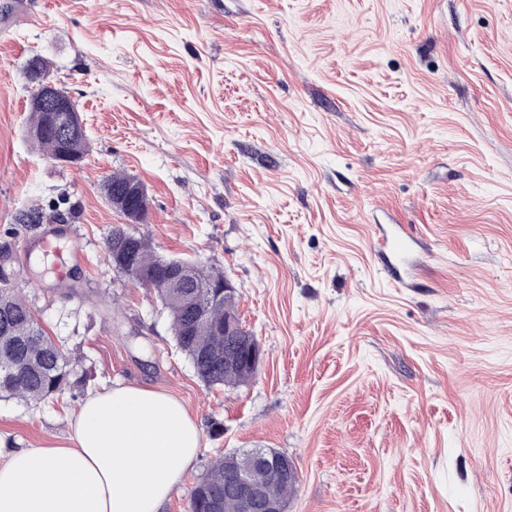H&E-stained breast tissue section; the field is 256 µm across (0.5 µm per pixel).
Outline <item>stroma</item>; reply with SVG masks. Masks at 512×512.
Wrapping results in <instances>:
<instances>
[{"label":"stroma","instance_id":"35a3bbf8","mask_svg":"<svg viewBox=\"0 0 512 512\" xmlns=\"http://www.w3.org/2000/svg\"><path fill=\"white\" fill-rule=\"evenodd\" d=\"M34 55L77 103L80 165L25 136ZM114 172L149 198L132 232L234 284L262 348L247 384L203 383L154 292L113 272ZM57 211L86 259L71 289L37 248ZM393 224L414 228L409 287L371 247ZM1 248L89 388L196 420L164 512L251 448L293 458L288 512H512V0H0ZM85 391L0 400V442L63 439Z\"/></svg>","mask_w":512,"mask_h":512}]
</instances>
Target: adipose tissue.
Returning <instances> with one entry per match:
<instances>
[{"instance_id": "1", "label": "adipose tissue", "mask_w": 512, "mask_h": 512, "mask_svg": "<svg viewBox=\"0 0 512 512\" xmlns=\"http://www.w3.org/2000/svg\"><path fill=\"white\" fill-rule=\"evenodd\" d=\"M69 441L0 448V512H163L201 444L165 392L117 385L87 394Z\"/></svg>"}]
</instances>
